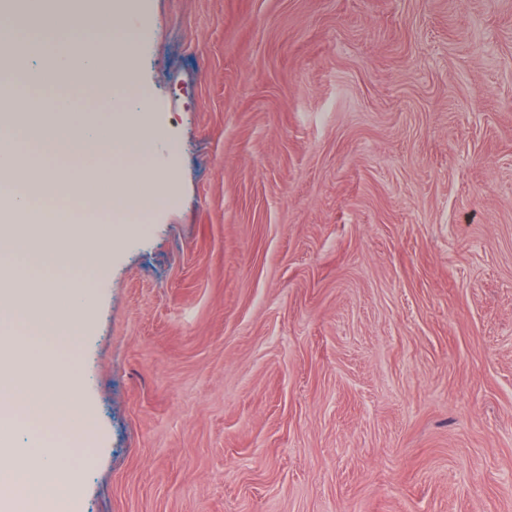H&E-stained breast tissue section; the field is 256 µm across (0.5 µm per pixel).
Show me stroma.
<instances>
[{"label":"stroma","instance_id":"1","mask_svg":"<svg viewBox=\"0 0 512 512\" xmlns=\"http://www.w3.org/2000/svg\"><path fill=\"white\" fill-rule=\"evenodd\" d=\"M130 25L136 166L171 201L62 353L95 412L81 512H512V0Z\"/></svg>","mask_w":512,"mask_h":512}]
</instances>
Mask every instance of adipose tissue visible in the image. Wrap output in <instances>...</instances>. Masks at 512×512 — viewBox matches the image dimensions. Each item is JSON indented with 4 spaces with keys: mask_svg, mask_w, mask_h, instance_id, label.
I'll list each match as a JSON object with an SVG mask.
<instances>
[{
    "mask_svg": "<svg viewBox=\"0 0 512 512\" xmlns=\"http://www.w3.org/2000/svg\"><path fill=\"white\" fill-rule=\"evenodd\" d=\"M143 0H23L14 12L0 0V34L63 27L84 31L100 20L120 21L142 14ZM77 72L86 93L121 88L138 81L133 50L116 39L113 51L100 45L65 47L52 70H26L0 59V212L13 222L40 223L43 215L59 224L40 235L0 228V312L13 313V332L0 335V512H79V479L61 463L65 446L77 447L93 435L94 413L74 402L82 378L54 353L81 341L86 333L90 291L71 269L102 266L117 244L111 229L98 224H65L74 209L93 210L121 221L132 232L135 218L161 208L169 198L165 185L121 166L86 170L61 179L47 164L62 157L149 156L143 132L145 111L125 112L104 120L92 112L73 111L58 98L63 115L56 124L26 122L19 86L59 83Z\"/></svg>",
    "mask_w": 512,
    "mask_h": 512,
    "instance_id": "ef3b65f1",
    "label": "adipose tissue"
}]
</instances>
